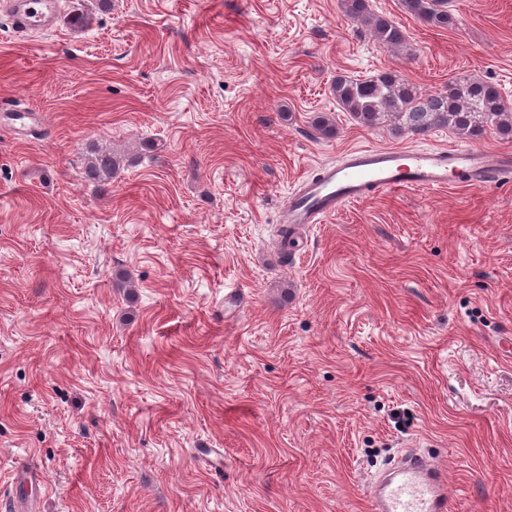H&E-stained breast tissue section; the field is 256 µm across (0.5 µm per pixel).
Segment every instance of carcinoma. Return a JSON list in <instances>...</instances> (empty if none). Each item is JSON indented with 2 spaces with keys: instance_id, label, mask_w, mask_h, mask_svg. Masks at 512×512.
I'll return each instance as SVG.
<instances>
[{
  "instance_id": "obj_1",
  "label": "carcinoma",
  "mask_w": 512,
  "mask_h": 512,
  "mask_svg": "<svg viewBox=\"0 0 512 512\" xmlns=\"http://www.w3.org/2000/svg\"><path fill=\"white\" fill-rule=\"evenodd\" d=\"M345 14L368 29L389 48L405 44L403 30L394 21L373 14L367 0H342ZM408 11L426 22L445 28L453 18L441 0H405ZM333 92L338 104L368 128L388 126L397 133L422 135L435 127L477 138L486 130L512 138V110L502 104L498 89L475 79L448 84V90L424 96L412 84L393 73L364 79L336 78ZM120 162L112 151L95 149L87 158L86 176L97 184L112 182Z\"/></svg>"
}]
</instances>
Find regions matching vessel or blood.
Segmentation results:
<instances>
[{
	"label": "vessel or blood",
	"instance_id": "vessel-or-blood-1",
	"mask_svg": "<svg viewBox=\"0 0 512 512\" xmlns=\"http://www.w3.org/2000/svg\"><path fill=\"white\" fill-rule=\"evenodd\" d=\"M57 0H10L16 33L52 27ZM512 174V154L471 148L356 147L317 175L299 182L281 210V222L296 229L320 224L346 204L396 189L435 190L450 179L493 188ZM370 512H448L445 476L420 457L384 475L369 496Z\"/></svg>",
	"mask_w": 512,
	"mask_h": 512
}]
</instances>
